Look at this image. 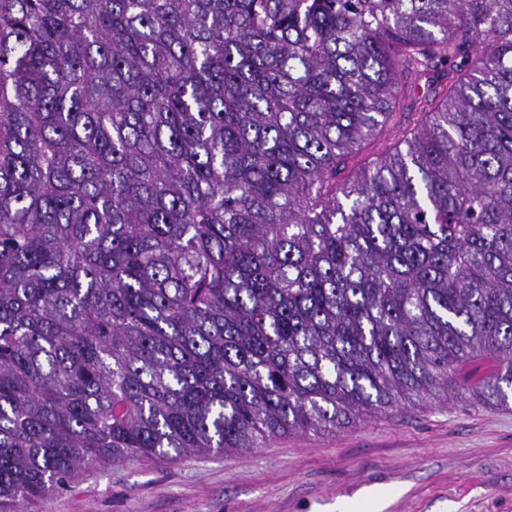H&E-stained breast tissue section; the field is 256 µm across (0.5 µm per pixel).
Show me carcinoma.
Segmentation results:
<instances>
[{
    "mask_svg": "<svg viewBox=\"0 0 512 512\" xmlns=\"http://www.w3.org/2000/svg\"><path fill=\"white\" fill-rule=\"evenodd\" d=\"M511 394L512 0H0V512Z\"/></svg>",
    "mask_w": 512,
    "mask_h": 512,
    "instance_id": "obj_1",
    "label": "carcinoma"
}]
</instances>
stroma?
Segmentation results:
<instances>
[{
	"label": "stroma",
	"instance_id": "1",
	"mask_svg": "<svg viewBox=\"0 0 512 512\" xmlns=\"http://www.w3.org/2000/svg\"><path fill=\"white\" fill-rule=\"evenodd\" d=\"M379 495L384 512H512V408L430 398L333 433L275 438L233 459L111 463L47 512H336Z\"/></svg>",
	"mask_w": 512,
	"mask_h": 512
}]
</instances>
